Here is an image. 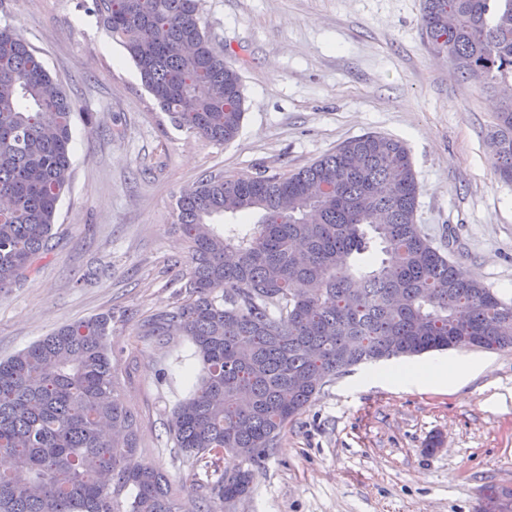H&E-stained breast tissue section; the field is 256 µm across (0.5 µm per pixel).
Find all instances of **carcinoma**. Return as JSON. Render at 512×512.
Instances as JSON below:
<instances>
[{"instance_id": "carcinoma-1", "label": "carcinoma", "mask_w": 512, "mask_h": 512, "mask_svg": "<svg viewBox=\"0 0 512 512\" xmlns=\"http://www.w3.org/2000/svg\"><path fill=\"white\" fill-rule=\"evenodd\" d=\"M171 122L227 144L245 108L239 73L209 41L200 0H95ZM453 29L441 25L447 12ZM423 27L455 73L512 85V0H424ZM76 106L41 57L0 26V289L46 250L71 178ZM491 157L512 182V105ZM407 146L367 133L289 173H210L176 202L188 248L182 301L145 336H186L198 361L167 432L177 451L233 477L176 498L138 462L139 419L120 396L117 319L64 324L0 359V512H226L245 499L281 434L332 378L431 351L512 350V305L453 264L416 221ZM259 214L252 224L209 219ZM371 284L368 290L361 284Z\"/></svg>"}]
</instances>
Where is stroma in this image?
Wrapping results in <instances>:
<instances>
[{
  "label": "stroma",
  "mask_w": 512,
  "mask_h": 512,
  "mask_svg": "<svg viewBox=\"0 0 512 512\" xmlns=\"http://www.w3.org/2000/svg\"><path fill=\"white\" fill-rule=\"evenodd\" d=\"M423 0H201L202 24L238 71L245 114L216 145L174 126L143 87L93 0H0L9 24L90 122L71 132V183L49 250L0 290V359L55 328L111 311L120 394L141 418L143 462L187 496L205 471L166 424L196 370L191 341L140 325L181 299L180 193L210 172H291L381 133L409 147L416 220L433 243L512 302V183L488 153L501 98L460 81L428 44ZM475 366L435 389L367 378L326 383L233 512H479L512 487V351L449 350Z\"/></svg>",
  "instance_id": "stroma-1"
}]
</instances>
